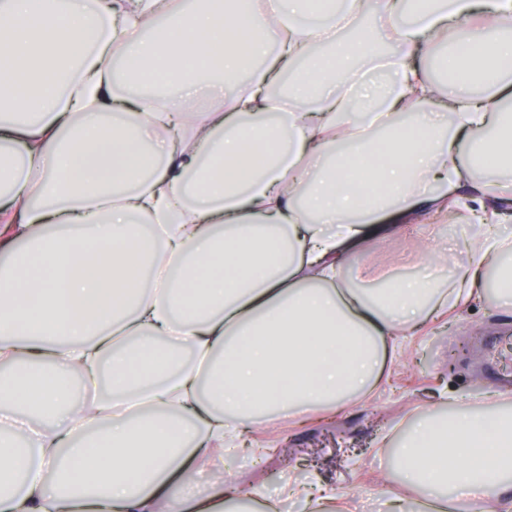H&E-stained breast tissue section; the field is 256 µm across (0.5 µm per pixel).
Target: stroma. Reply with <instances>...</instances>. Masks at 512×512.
I'll return each instance as SVG.
<instances>
[{"instance_id":"35a3bbf8","label":"stroma","mask_w":512,"mask_h":512,"mask_svg":"<svg viewBox=\"0 0 512 512\" xmlns=\"http://www.w3.org/2000/svg\"><path fill=\"white\" fill-rule=\"evenodd\" d=\"M477 225L461 211L417 216L393 233L371 239L343 265L347 287H378L382 268L405 277L433 273L447 263L438 284L455 288L474 259ZM512 254L487 269L478 298L398 339L399 357L387 363L378 388L354 397L340 412H323L306 424L282 419L254 426L251 451L224 453L227 476L256 498H270L279 512H310L286 498L283 487L315 478L335 489L330 512H390L393 496L411 512L417 498L406 487L397 455L412 431L427 421L512 416L504 372L512 365V304L497 292L500 271Z\"/></svg>"}]
</instances>
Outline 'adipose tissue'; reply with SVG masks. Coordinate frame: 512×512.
<instances>
[{
	"instance_id": "1",
	"label": "adipose tissue",
	"mask_w": 512,
	"mask_h": 512,
	"mask_svg": "<svg viewBox=\"0 0 512 512\" xmlns=\"http://www.w3.org/2000/svg\"><path fill=\"white\" fill-rule=\"evenodd\" d=\"M475 4L411 0L383 49L336 0H0V145L25 149L0 152V226L26 245L0 263V512H234L224 451L256 419L372 390L398 332L472 298L475 272L378 293L339 273L472 185L457 146L512 98V0ZM451 28L440 64L466 77L440 87L411 59ZM119 62L152 92L122 96ZM504 218L476 215L477 269L512 250ZM76 376L108 396L84 407ZM398 467L424 512L447 485L512 512V417L417 427Z\"/></svg>"
}]
</instances>
